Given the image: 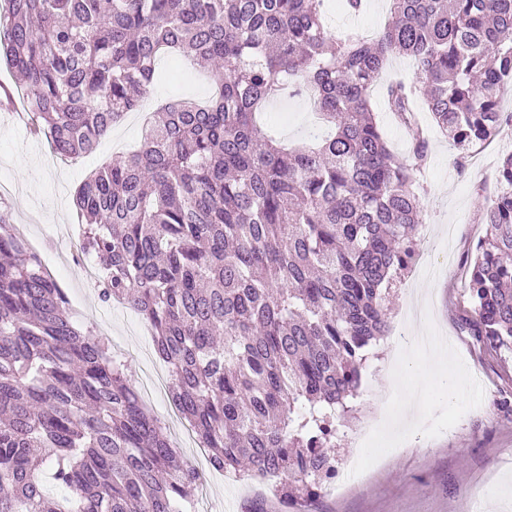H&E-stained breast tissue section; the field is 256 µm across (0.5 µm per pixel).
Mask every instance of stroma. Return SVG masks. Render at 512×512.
Listing matches in <instances>:
<instances>
[{
  "mask_svg": "<svg viewBox=\"0 0 512 512\" xmlns=\"http://www.w3.org/2000/svg\"><path fill=\"white\" fill-rule=\"evenodd\" d=\"M326 9L329 30L372 35L389 16V0H364L356 15L348 14L341 0H328ZM393 78L414 80L412 61L391 59L372 92L390 148L405 156L411 133L383 109L386 82ZM212 91L210 73L190 61L160 55L141 110L115 125L94 153L78 159L56 155L45 138L31 133V116L11 110L0 93V193L6 195L12 220L26 227L28 246L63 288L74 321L108 339L136 386L169 377V367L157 357L144 320L128 306L101 301L96 279L86 274L73 194L103 163L140 146L158 107L174 99L202 103ZM262 119L273 136L296 143L310 138L317 117L313 104L303 99L274 101ZM421 119L428 128L430 160L417 177L423 222L416 250L428 256L434 270L427 273L413 265L391 284L390 330L371 350L351 412L336 420V484L324 486L313 500L287 503L273 482L210 471L205 450L189 440L187 423L178 419L167 422V432L184 463L205 473L191 512H252L256 507L264 512H512V353L491 351L471 334L464 300L466 257L485 232L481 208L494 191L500 152L512 148V127L470 154L461 170L457 150L431 116L425 113ZM401 334L442 336L450 352L433 361L427 353L411 352L412 364L433 372L429 392L418 402L409 389L392 388L395 340ZM450 375L472 390L471 398L454 403L444 398L439 383ZM387 395L397 408L396 420L410 424L409 439L393 451L381 443L359 448V431ZM353 457L362 462L355 473L347 467Z\"/></svg>",
  "mask_w": 512,
  "mask_h": 512,
  "instance_id": "35a3bbf8",
  "label": "stroma"
}]
</instances>
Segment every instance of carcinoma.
Here are the masks:
<instances>
[{
  "instance_id": "carcinoma-1",
  "label": "carcinoma",
  "mask_w": 512,
  "mask_h": 512,
  "mask_svg": "<svg viewBox=\"0 0 512 512\" xmlns=\"http://www.w3.org/2000/svg\"><path fill=\"white\" fill-rule=\"evenodd\" d=\"M382 33L339 36L323 0H4L0 64L61 156L90 153L139 110L162 54L214 64L202 104L153 115L135 152L76 190L80 250L103 301L150 325L174 406L214 471L308 497L336 479V412L351 410L387 288L415 256L414 175L429 143L416 102L460 151L512 127V0H389ZM406 55L386 109L414 130L391 152L371 92ZM305 95L332 134L295 147L256 114ZM464 285L473 335L512 351V151ZM70 497L42 490L44 466ZM184 464L125 364L76 324L0 198V512H189Z\"/></svg>"
}]
</instances>
